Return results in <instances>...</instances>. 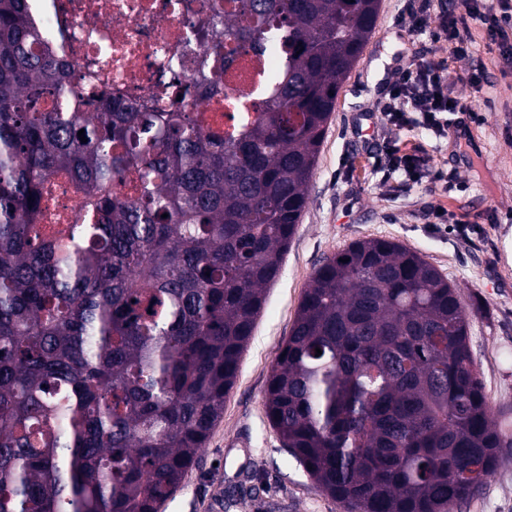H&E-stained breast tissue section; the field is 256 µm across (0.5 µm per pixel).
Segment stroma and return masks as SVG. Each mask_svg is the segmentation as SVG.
Here are the masks:
<instances>
[{
  "label": "stroma",
  "mask_w": 512,
  "mask_h": 512,
  "mask_svg": "<svg viewBox=\"0 0 512 512\" xmlns=\"http://www.w3.org/2000/svg\"><path fill=\"white\" fill-rule=\"evenodd\" d=\"M461 7L462 0H381L373 34L340 89L306 211L266 291L224 413L159 512H346L283 447L266 418L264 395L314 270L358 239L398 241L457 287L476 370L495 419L512 437V67L502 68L498 51L476 41L474 54L490 82L471 87L458 81L468 63L455 58L451 41L407 32L413 13ZM441 60L469 105L451 114L443 136L366 126L365 114L377 111L397 68ZM374 132L420 157L416 179L383 177L363 143ZM439 171L454 176L453 189L436 180ZM436 209L462 216L474 234L463 240L453 228L432 223ZM454 512H512V447L501 449L482 490Z\"/></svg>",
  "instance_id": "stroma-1"
}]
</instances>
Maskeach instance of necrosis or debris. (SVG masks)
<instances>
[{
	"label": "necrosis or debris",
	"mask_w": 512,
	"mask_h": 512,
	"mask_svg": "<svg viewBox=\"0 0 512 512\" xmlns=\"http://www.w3.org/2000/svg\"><path fill=\"white\" fill-rule=\"evenodd\" d=\"M214 0H38L34 12L44 40L61 53L72 76L88 91L114 101L146 108L163 95V84L176 79L189 87L197 79L196 63L214 62L197 34L215 33ZM269 63L248 52L230 68L213 74L219 91L205 101L169 95L187 112H202L210 128L221 132L233 116L253 112L267 91ZM87 196L65 175L47 185L38 218L42 224L80 223Z\"/></svg>",
	"instance_id": "necrosis-or-debris-1"
}]
</instances>
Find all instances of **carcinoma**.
<instances>
[{
	"label": "carcinoma",
	"instance_id": "carcinoma-1",
	"mask_svg": "<svg viewBox=\"0 0 512 512\" xmlns=\"http://www.w3.org/2000/svg\"><path fill=\"white\" fill-rule=\"evenodd\" d=\"M378 10L227 0L229 43L214 56L227 70L250 49L275 68L258 111L218 133L192 112L87 98L42 46L32 0H0V512H158L184 481L224 413ZM59 173L84 185L92 213L28 223ZM115 180L133 195L112 196ZM265 408L347 512H453L512 447L455 287L385 239L315 270Z\"/></svg>",
	"mask_w": 512,
	"mask_h": 512
}]
</instances>
